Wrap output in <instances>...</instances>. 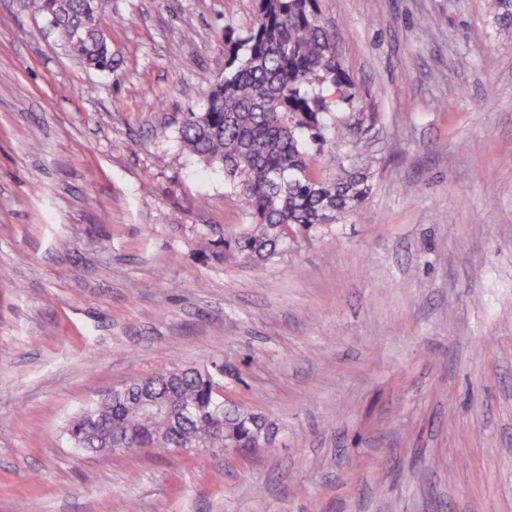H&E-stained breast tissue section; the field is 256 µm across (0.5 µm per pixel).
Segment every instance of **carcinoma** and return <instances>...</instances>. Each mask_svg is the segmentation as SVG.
<instances>
[{"instance_id": "1", "label": "carcinoma", "mask_w": 512, "mask_h": 512, "mask_svg": "<svg viewBox=\"0 0 512 512\" xmlns=\"http://www.w3.org/2000/svg\"><path fill=\"white\" fill-rule=\"evenodd\" d=\"M492 23L512 28V0H484ZM68 51L100 71L114 68L94 0H35ZM224 77L204 92L201 112L179 122L184 149L224 170L236 204L250 219L241 232L209 242L218 261L256 268L288 251L322 224H338L368 194L367 175H321L309 143H327L333 110L351 100L336 47V30L318 0H256L245 35L224 32ZM216 375L172 367L136 376L125 394H101L72 421V445L92 451L137 448L272 447L268 420L215 391ZM145 391L171 403L174 414L146 422L138 399Z\"/></svg>"}]
</instances>
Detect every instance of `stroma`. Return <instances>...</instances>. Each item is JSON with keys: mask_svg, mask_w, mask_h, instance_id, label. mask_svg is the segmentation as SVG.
Masks as SVG:
<instances>
[{"mask_svg": "<svg viewBox=\"0 0 512 512\" xmlns=\"http://www.w3.org/2000/svg\"><path fill=\"white\" fill-rule=\"evenodd\" d=\"M319 8L369 194L255 268L204 257L246 217L178 133L254 0H100L109 72L0 0V512H512V34L483 0ZM176 364L222 365L275 453L71 445Z\"/></svg>", "mask_w": 512, "mask_h": 512, "instance_id": "obj_1", "label": "stroma"}]
</instances>
